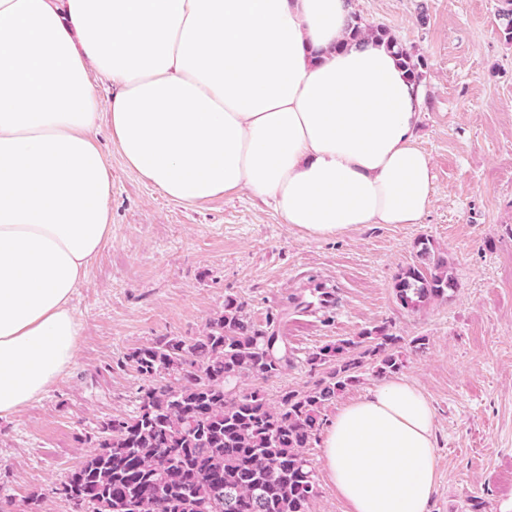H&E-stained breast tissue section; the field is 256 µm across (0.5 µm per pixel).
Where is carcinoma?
Listing matches in <instances>:
<instances>
[{
  "instance_id": "obj_1",
  "label": "carcinoma",
  "mask_w": 512,
  "mask_h": 512,
  "mask_svg": "<svg viewBox=\"0 0 512 512\" xmlns=\"http://www.w3.org/2000/svg\"><path fill=\"white\" fill-rule=\"evenodd\" d=\"M498 10L502 34L512 42V0ZM351 35L396 47L407 75L420 81L421 62L381 25L354 14ZM417 261L396 276L395 297L415 309L456 288L448 260L432 243L418 242ZM257 327L236 299L192 341L164 337L128 355L149 381L135 415L117 416L95 436L96 450L72 470L58 491L91 512H311L317 483L303 449L322 425V408L361 381L355 350L379 356L377 373L393 374L404 361L384 326L358 340H342L312 353L329 366L306 391L283 392L271 403L252 378L269 379L288 366V351L271 329ZM175 377L178 386L163 381Z\"/></svg>"
}]
</instances>
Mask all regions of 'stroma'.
<instances>
[{"label": "stroma", "instance_id": "1", "mask_svg": "<svg viewBox=\"0 0 512 512\" xmlns=\"http://www.w3.org/2000/svg\"><path fill=\"white\" fill-rule=\"evenodd\" d=\"M502 0H354L418 58L427 91L418 142L432 160L433 202L419 224H364L328 240L300 236L249 192L178 203L124 167L109 127L112 235L77 288L83 324L70 374L19 417L0 420V512H72L55 489L94 450L112 417L133 415L144 378L129 354L164 337L203 335L236 298L276 328L292 353L255 379L269 401L307 390L327 369L309 355L387 325L403 376L430 399L440 479L429 512H466L469 497L501 512L512 500V43ZM444 253L458 287L415 310L394 278L419 240ZM335 286L333 307H298L311 284ZM424 338L423 348L414 341Z\"/></svg>", "mask_w": 512, "mask_h": 512}]
</instances>
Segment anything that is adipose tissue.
Returning a JSON list of instances; mask_svg holds the SVG:
<instances>
[{
    "mask_svg": "<svg viewBox=\"0 0 512 512\" xmlns=\"http://www.w3.org/2000/svg\"><path fill=\"white\" fill-rule=\"evenodd\" d=\"M353 13V0H0V419L75 362L72 297L112 234L101 113L125 167L172 200L246 190L314 239L421 223L423 89L395 50L349 39ZM435 429L402 376L337 406L322 467L344 512H429Z\"/></svg>",
    "mask_w": 512,
    "mask_h": 512,
    "instance_id": "ef3b65f1",
    "label": "adipose tissue"
}]
</instances>
